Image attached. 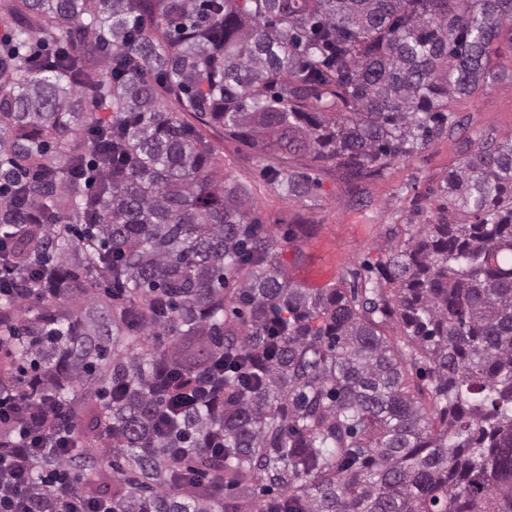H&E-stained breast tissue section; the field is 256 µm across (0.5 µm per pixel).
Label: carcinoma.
Returning a JSON list of instances; mask_svg holds the SVG:
<instances>
[{
	"instance_id": "obj_1",
	"label": "carcinoma",
	"mask_w": 512,
	"mask_h": 512,
	"mask_svg": "<svg viewBox=\"0 0 512 512\" xmlns=\"http://www.w3.org/2000/svg\"><path fill=\"white\" fill-rule=\"evenodd\" d=\"M0 12V455L30 459L28 512L58 469L112 512H512V138L462 142L371 285L304 288L202 132L278 153L290 196V154L368 176L456 126L512 0Z\"/></svg>"
}]
</instances>
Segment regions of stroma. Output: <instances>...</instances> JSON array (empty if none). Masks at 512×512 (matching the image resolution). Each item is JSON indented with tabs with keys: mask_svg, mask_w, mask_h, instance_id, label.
Masks as SVG:
<instances>
[{
	"mask_svg": "<svg viewBox=\"0 0 512 512\" xmlns=\"http://www.w3.org/2000/svg\"><path fill=\"white\" fill-rule=\"evenodd\" d=\"M491 67L499 81L450 105L460 128L415 156L363 178L310 155L293 161V171L312 182L303 197L267 182L265 152L219 128L205 135L223 151L225 175L247 186L251 213L275 239L277 260L294 283L321 288L342 279L362 281L374 275L388 247L406 239L410 225L434 218L439 201L433 191L461 160L463 138L512 136V35H501Z\"/></svg>",
	"mask_w": 512,
	"mask_h": 512,
	"instance_id": "35a3bbf8",
	"label": "stroma"
}]
</instances>
